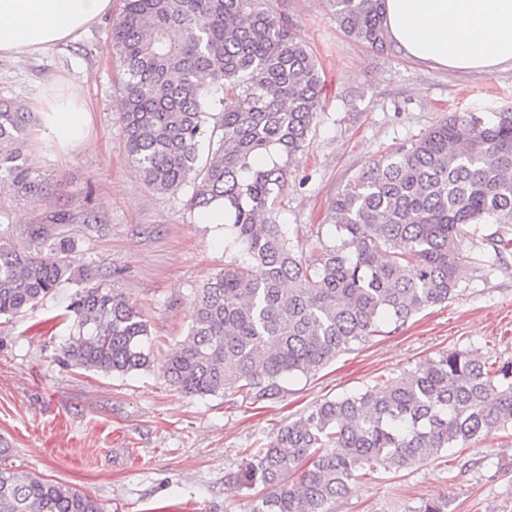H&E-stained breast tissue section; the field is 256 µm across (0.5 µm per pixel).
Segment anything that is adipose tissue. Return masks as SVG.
Listing matches in <instances>:
<instances>
[{
	"label": "adipose tissue",
	"mask_w": 512,
	"mask_h": 512,
	"mask_svg": "<svg viewBox=\"0 0 512 512\" xmlns=\"http://www.w3.org/2000/svg\"><path fill=\"white\" fill-rule=\"evenodd\" d=\"M112 0H0V56L43 52L102 20ZM389 42L441 70L512 68V0H383ZM43 137L59 152L93 147L91 113L78 95L44 89Z\"/></svg>",
	"instance_id": "1"
}]
</instances>
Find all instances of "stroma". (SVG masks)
<instances>
[{"label":"stroma","instance_id":"35a3bbf8","mask_svg":"<svg viewBox=\"0 0 512 512\" xmlns=\"http://www.w3.org/2000/svg\"><path fill=\"white\" fill-rule=\"evenodd\" d=\"M270 5L305 41L322 77V109L308 147L290 163L277 209L294 252L314 266L336 238L329 203L338 193L454 113L512 112V69L444 71L392 45L372 49L339 29L329 0ZM123 9L124 0H112L108 16L66 44L0 58V98L31 109L45 86L76 91L92 110L95 140L92 149L62 155L32 128L24 153L44 194L35 201L0 188V239L24 247L37 228L47 245L71 237L72 267L130 297L158 344L150 368L120 377L66 365L73 283L32 313L1 316L0 448L11 449L13 465L88 494L102 512H250L262 486L229 485L244 449L316 403L403 377L451 350L512 361V223L484 224L462 244L452 299L402 327L383 324L323 369L292 377L278 399L191 395L160 378L185 340L196 290L241 254L227 246L223 225L199 223L187 205L190 188L157 192L127 159L122 75L109 48ZM55 210L69 212L72 223L42 224ZM496 237L507 242L498 253ZM427 500L443 512H512V435L358 477L332 512H418Z\"/></svg>","mask_w":512,"mask_h":512}]
</instances>
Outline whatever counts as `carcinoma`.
Masks as SVG:
<instances>
[{
    "mask_svg": "<svg viewBox=\"0 0 512 512\" xmlns=\"http://www.w3.org/2000/svg\"><path fill=\"white\" fill-rule=\"evenodd\" d=\"M331 6L348 36L386 48L382 0ZM111 48L125 74L128 159L156 191L192 186L200 217L222 202L224 234L247 256L198 290L184 344L160 368L188 394L279 398L290 376L321 370L382 322L403 326L451 299L462 239L490 220L512 221V113L486 120L466 110L331 201L337 240L312 269L272 217L288 161L308 144L321 108L319 69L288 21L265 0H125ZM213 86L224 98L211 125ZM32 121L0 102V184L38 198L43 183L22 152ZM39 239L22 249L0 243V316L35 309L73 279L75 242L61 237L44 254ZM69 316L68 364L118 376L150 366L149 324L116 288L78 289ZM510 426L512 362L443 352L401 378L315 404L246 449L233 486L270 488L251 512H331L361 470L404 468ZM10 452L0 448V512H100L92 497L6 465ZM299 467V481L288 483Z\"/></svg>",
    "mask_w": 512,
    "mask_h": 512,
    "instance_id": "cac0c4a2",
    "label": "carcinoma"
}]
</instances>
